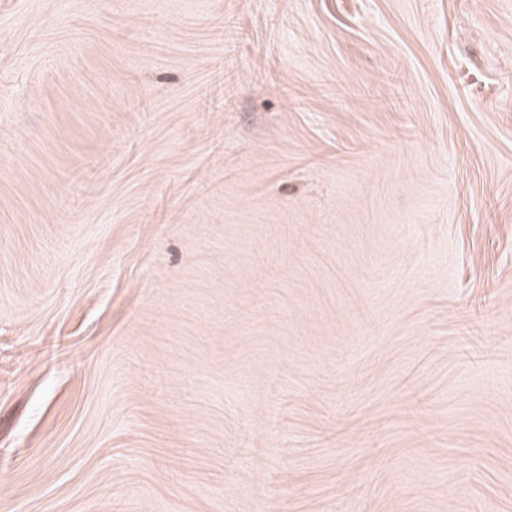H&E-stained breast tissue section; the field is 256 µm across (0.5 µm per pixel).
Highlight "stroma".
I'll return each mask as SVG.
<instances>
[{"label":"stroma","instance_id":"1","mask_svg":"<svg viewBox=\"0 0 512 512\" xmlns=\"http://www.w3.org/2000/svg\"><path fill=\"white\" fill-rule=\"evenodd\" d=\"M0 512H512V0H0Z\"/></svg>","mask_w":512,"mask_h":512}]
</instances>
